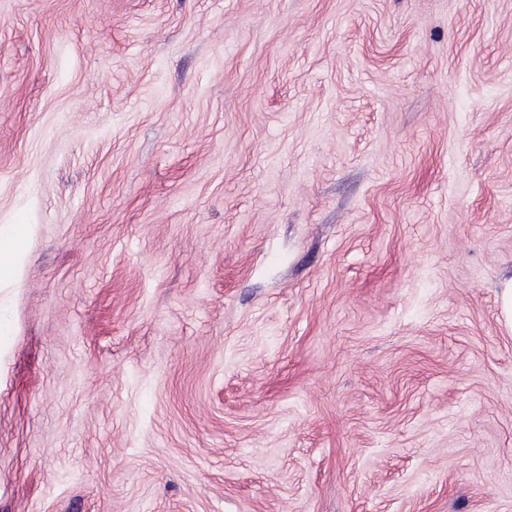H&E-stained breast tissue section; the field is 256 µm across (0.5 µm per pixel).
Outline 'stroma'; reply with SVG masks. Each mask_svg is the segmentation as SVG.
I'll list each match as a JSON object with an SVG mask.
<instances>
[{"label": "stroma", "mask_w": 512, "mask_h": 512, "mask_svg": "<svg viewBox=\"0 0 512 512\" xmlns=\"http://www.w3.org/2000/svg\"><path fill=\"white\" fill-rule=\"evenodd\" d=\"M0 512H512V0H0Z\"/></svg>", "instance_id": "obj_1"}]
</instances>
